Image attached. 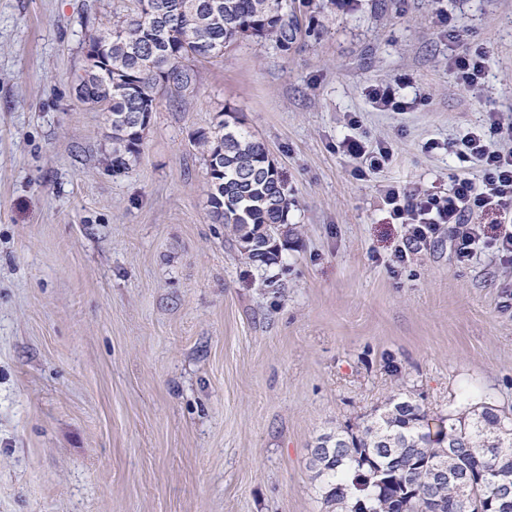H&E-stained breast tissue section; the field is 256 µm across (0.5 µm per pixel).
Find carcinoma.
<instances>
[{
	"label": "carcinoma",
	"mask_w": 512,
	"mask_h": 512,
	"mask_svg": "<svg viewBox=\"0 0 512 512\" xmlns=\"http://www.w3.org/2000/svg\"><path fill=\"white\" fill-rule=\"evenodd\" d=\"M313 0H134L112 25L88 38L109 46L107 60L82 82L78 99L106 113L112 135V172L141 154L161 89L179 97L194 89V63L216 58L244 39L286 52L315 34L302 16ZM205 156L212 219L233 236L258 269L279 264L295 235L288 224L294 200L286 177L263 141L241 128L236 115L195 134ZM410 396H393L357 430L319 438L314 469L324 502L334 512H512V413L482 406L436 418ZM447 467L440 480L435 466Z\"/></svg>",
	"instance_id": "obj_1"
}]
</instances>
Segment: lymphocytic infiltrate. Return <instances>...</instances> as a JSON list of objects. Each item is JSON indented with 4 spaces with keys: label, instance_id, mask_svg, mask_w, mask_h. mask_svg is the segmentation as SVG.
I'll use <instances>...</instances> for the list:
<instances>
[{
    "label": "lymphocytic infiltrate",
    "instance_id": "1",
    "mask_svg": "<svg viewBox=\"0 0 512 512\" xmlns=\"http://www.w3.org/2000/svg\"><path fill=\"white\" fill-rule=\"evenodd\" d=\"M490 56L485 47L468 46L450 56L448 69L458 84L479 87L487 73ZM340 147L350 157L357 178L382 171L393 159L391 148L373 145L360 137L344 138ZM458 166L450 175L447 193L409 191L389 184L381 198L394 220L409 228V240L421 242L440 225L450 226L458 261L468 262L491 250L512 260V123L496 110L486 111L481 124L470 128L457 142ZM494 211L499 216L494 234L472 223L475 213Z\"/></svg>",
    "mask_w": 512,
    "mask_h": 512
}]
</instances>
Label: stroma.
Masks as SVG:
<instances>
[{
	"label": "stroma",
	"instance_id": "stroma-1",
	"mask_svg": "<svg viewBox=\"0 0 512 512\" xmlns=\"http://www.w3.org/2000/svg\"><path fill=\"white\" fill-rule=\"evenodd\" d=\"M127 4L0 0V512H328L317 439L387 397L512 410V264L458 263L445 228L408 246L379 195L447 191L449 142L512 121V0H335L319 39L198 62L116 174L74 78ZM469 42L490 55L476 89L448 70ZM381 83L405 111L373 107ZM226 111L296 199L265 271L209 214L194 136ZM353 130L392 165L356 179Z\"/></svg>",
	"mask_w": 512,
	"mask_h": 512
}]
</instances>
